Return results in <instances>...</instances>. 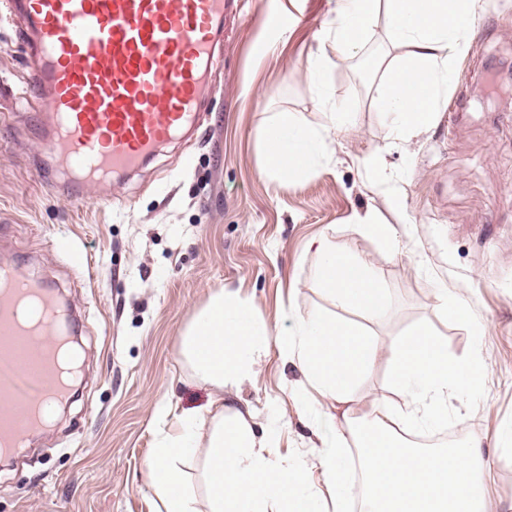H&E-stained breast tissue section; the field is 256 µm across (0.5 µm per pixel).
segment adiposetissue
Segmentation results:
<instances>
[{
	"label": "adipose tissue",
	"mask_w": 512,
	"mask_h": 512,
	"mask_svg": "<svg viewBox=\"0 0 512 512\" xmlns=\"http://www.w3.org/2000/svg\"><path fill=\"white\" fill-rule=\"evenodd\" d=\"M484 7V0H335L334 17L322 37L352 59L375 18H385L395 54L374 62L384 74L376 88L378 109L392 118L391 138L407 141L433 127L453 82L454 63L467 52L473 24ZM335 132L332 122L317 128L298 113H276L262 132L264 174L293 178L320 161L333 160ZM311 245L325 256L321 279L337 307L385 313L382 286L364 258L349 248L334 251L322 237ZM271 342L285 357L297 359L322 397L339 404L362 373L389 355L402 399L397 412L422 426L447 415L451 401L486 369L479 350L449 356L422 325L385 351L321 315L302 321L289 335H276L248 306L223 291L211 298L184 346L198 374L223 386L248 379L251 363ZM373 405V415L364 420L352 419L347 411L338 416L313 409L323 440V494L306 488L302 461L271 458L272 439H256L241 409L227 419L216 416L208 440L210 460L203 469L209 512H280L284 504L292 512H316L325 499L332 512H350L356 503L362 512H488L482 482L490 461L479 442L444 453L401 448L389 402L379 397ZM196 422V414L182 415L179 431L161 439L148 466L149 486L165 512H195L176 460L193 448ZM342 422L358 437L357 453L371 485L359 499L345 476V440L338 429Z\"/></svg>",
	"instance_id": "adipose-tissue-1"
}]
</instances>
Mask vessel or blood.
Returning a JSON list of instances; mask_svg holds the SVG:
<instances>
[{
  "mask_svg": "<svg viewBox=\"0 0 512 512\" xmlns=\"http://www.w3.org/2000/svg\"><path fill=\"white\" fill-rule=\"evenodd\" d=\"M17 35L31 50L24 92L46 106L45 151L77 191L132 172L158 147L190 132L210 91L224 0H12ZM57 312L43 285L16 264L0 266V454L25 447L66 397L47 338L5 314Z\"/></svg>",
  "mask_w": 512,
  "mask_h": 512,
  "instance_id": "vessel-or-blood-1",
  "label": "vessel or blood"
}]
</instances>
